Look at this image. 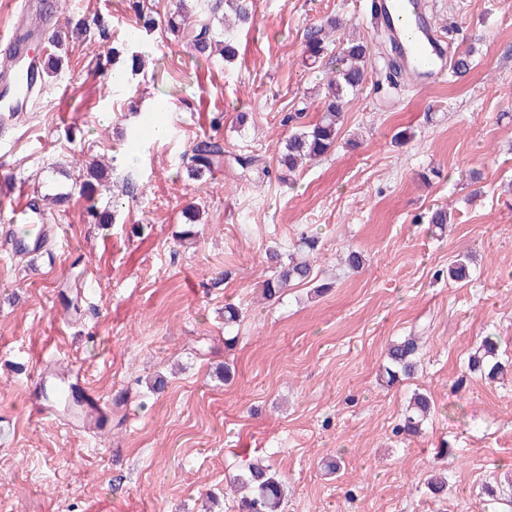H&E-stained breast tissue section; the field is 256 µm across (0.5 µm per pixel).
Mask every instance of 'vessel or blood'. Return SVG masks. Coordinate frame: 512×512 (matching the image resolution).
<instances>
[{"label": "vessel or blood", "instance_id": "1", "mask_svg": "<svg viewBox=\"0 0 512 512\" xmlns=\"http://www.w3.org/2000/svg\"><path fill=\"white\" fill-rule=\"evenodd\" d=\"M376 9L413 74L426 83L447 75L448 55L421 0H378ZM51 13L46 2L41 15L25 17L0 44L9 57L8 66L0 69V130L19 121L27 102L43 92L42 57L33 48V35L41 29V16ZM19 222L32 224V233L15 234L13 226ZM55 231L54 225L40 223L35 203L26 201L13 208L8 224L0 226V236L8 239L17 257L44 251ZM30 393L36 398V413L52 416L75 431L105 428L112 417L111 401L86 387L71 361L45 362L33 378Z\"/></svg>", "mask_w": 512, "mask_h": 512}]
</instances>
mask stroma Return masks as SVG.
<instances>
[{
    "instance_id": "35a3bbf8",
    "label": "stroma",
    "mask_w": 512,
    "mask_h": 512,
    "mask_svg": "<svg viewBox=\"0 0 512 512\" xmlns=\"http://www.w3.org/2000/svg\"><path fill=\"white\" fill-rule=\"evenodd\" d=\"M61 2L54 28L98 17L109 38H68L61 74L0 132L1 205H19L21 182L66 195L44 208L59 230L38 268L0 237V418L11 423L0 512H238L226 478L257 460L286 481L283 512H512L482 491L512 476V373L467 368L487 335L512 365V0H431L443 45L470 52L473 67L434 84L406 75L392 94L371 0H254L228 63L155 33L143 75L121 90L96 56L127 67L129 0ZM334 18V42L372 43V66L335 150L287 184L281 120L320 117L334 66L330 54L309 64L304 34ZM157 107L166 136L127 154L126 134ZM209 139L224 164L189 179L181 157ZM241 157L256 163L241 169ZM91 159L107 163L108 181L135 174L115 223L88 212L106 209L109 192L89 202L76 190ZM438 206L453 215L441 234L427 224ZM304 233L320 236L317 277L331 289L264 300L268 249ZM350 247L364 268L344 266ZM466 253L469 279H450ZM228 302L240 312L230 326ZM410 335L422 339L417 372L383 385L388 344ZM53 355L111 399V428L70 432L26 408L31 376ZM158 378L163 388L149 389ZM417 391L435 409L409 437L397 427ZM432 475L447 478L446 494L430 493Z\"/></svg>"
}]
</instances>
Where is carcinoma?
<instances>
[{
    "label": "carcinoma",
    "mask_w": 512,
    "mask_h": 512,
    "mask_svg": "<svg viewBox=\"0 0 512 512\" xmlns=\"http://www.w3.org/2000/svg\"><path fill=\"white\" fill-rule=\"evenodd\" d=\"M138 16L125 39L132 48L150 39L158 28V21L145 10L143 0H134ZM224 24V30L217 31L214 21ZM252 0H176L175 11L169 13L164 21V31L179 35L198 55L210 58L214 51L226 60L235 56L231 34L234 28L253 22ZM331 21L310 27L305 34L307 52L319 58L328 50V33L326 27L338 25ZM392 58L386 65V80L389 87L399 86L398 76L402 67L398 62L396 47H390ZM130 72L112 70V85L121 87L128 82V74L141 71L142 62L137 52L130 55ZM370 62L369 46L364 41L351 40L342 44L336 55V68L324 84L322 113L319 119L309 125L296 129L286 139L280 154V164L288 172H293L300 164L317 160L336 146L348 95L363 84ZM224 161V146L217 141H202L190 152L182 156V165L189 178L199 180L213 167ZM134 183L127 179L123 185L122 196L113 198L112 214L97 210L96 205L89 206V211L97 223L107 224L111 215L123 209L125 199L133 194ZM319 253V240L315 235L305 236L294 245L288 254L273 251L269 254L270 274L262 282L265 298L280 299L286 290L298 284L314 281L313 263ZM419 350L417 337L407 336L392 343L387 350V365L384 368L388 383L392 384L401 376H409L416 368ZM495 343L491 338L483 340L482 349L475 353L469 362L472 371H486L493 377L501 371V363L494 360ZM430 408L426 396L418 394L410 402L407 413L398 432L406 435L419 431ZM229 483L237 488L239 512H283L284 483L281 476L270 467L256 461L248 465L247 470L233 475Z\"/></svg>",
    "instance_id": "obj_1"
}]
</instances>
